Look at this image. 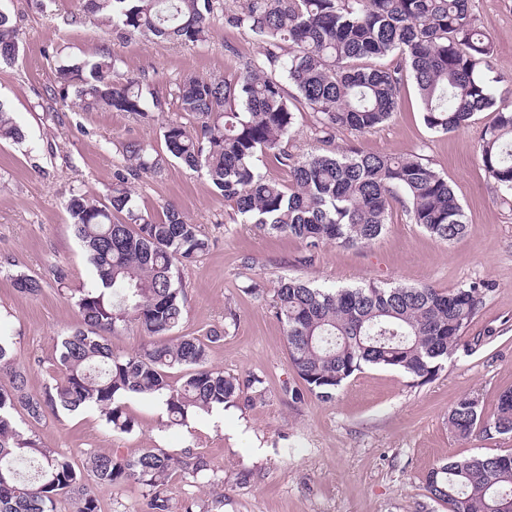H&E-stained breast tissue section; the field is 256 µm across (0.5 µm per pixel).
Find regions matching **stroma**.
<instances>
[{
  "mask_svg": "<svg viewBox=\"0 0 512 512\" xmlns=\"http://www.w3.org/2000/svg\"><path fill=\"white\" fill-rule=\"evenodd\" d=\"M478 26L492 42L486 78L504 105L512 106V0H471ZM20 33L15 64L0 67V102L24 133L20 143L0 142V330L13 340L28 388L41 393L57 372V348L79 324V289L92 281L65 201L71 190L104 200L123 163L119 142L160 146V125L178 118L167 109L146 124L124 112H85L49 95L64 57L81 58L107 46L123 71L145 76L154 92L173 93L188 74L229 78L257 57L248 32L216 19L205 42L194 47L134 36L117 40L85 18L83 0H0ZM493 119L477 113L465 129L438 134L424 124L413 84H406L391 118L365 134L344 130L335 148L402 155L416 152L446 178L468 224L464 237L444 242L410 222L400 206L387 228L366 246L328 244L310 265L300 262L303 243L234 223L231 207L208 178L170 162L158 178L135 185L134 200L151 214L168 203L199 224L210 247L181 273L186 289V336L223 333L209 344L210 368L257 379L253 401L223 414H205L173 426L156 400L129 397L132 432L106 426L89 408L61 411L41 422L22 408L13 418L26 434L81 462L89 450L128 458L144 449H185L205 456L223 488L205 480L173 478L171 512H448L425 491L439 462L473 455L512 453V436L461 439L448 428V410L462 395H478L493 414L499 394L512 388V192L499 188L479 162V137ZM251 257L252 266L241 264ZM67 273L58 283L55 268ZM40 279L31 296L14 286L16 275ZM282 276L341 288L429 284L440 289L485 287L484 303L460 347L438 375L419 384L402 372L366 366L338 392L335 402L312 395L292 400L301 385L288 362L283 326L269 299L245 288Z\"/></svg>",
  "mask_w": 512,
  "mask_h": 512,
  "instance_id": "1",
  "label": "stroma"
}]
</instances>
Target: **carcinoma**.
<instances>
[{
	"instance_id": "1",
	"label": "carcinoma",
	"mask_w": 512,
	"mask_h": 512,
	"mask_svg": "<svg viewBox=\"0 0 512 512\" xmlns=\"http://www.w3.org/2000/svg\"><path fill=\"white\" fill-rule=\"evenodd\" d=\"M217 11L224 27L253 35L259 57L231 78L183 77L174 96L193 124H162L160 150L116 144L124 165L114 173L106 202L75 189L69 194L66 209L93 268V283L79 289L80 327L61 340L58 376L42 393L28 391L11 338L0 334V512H57L58 498L66 494L75 497V512H100L96 488L129 481L143 489V512H171L172 476L195 481L209 471L199 454L162 448L134 459L90 450L79 468L16 427L12 410L18 405L34 422L60 409L94 407L110 428L130 432L135 420L124 412L127 397L158 400L170 423L183 424L253 387L205 366L208 344L222 331L203 338L175 335L186 300L180 267L206 252L209 242L172 204L157 218L142 212L132 196L135 181L161 175L171 159L203 171L238 223L300 239L306 264L327 244L372 243L384 232L394 203L434 237L459 239L468 228L463 207L422 155L288 151L298 107L313 113L321 142H332L341 130L363 134L388 121L409 75L424 123L435 133L465 128L478 112L495 113L481 134V163L512 191V108L497 103L485 80L493 49L470 0L85 3L89 20L111 28L117 39L139 35L184 46L203 40ZM19 52L17 31L0 11V64L14 63ZM388 57L390 67L369 65ZM52 95L83 110L125 112L147 122L168 106L145 77L122 71L107 47L59 65ZM20 138L12 112L0 103V140ZM263 154L288 172V183L262 173L257 157ZM15 287L35 296L41 282L20 274ZM246 291L255 297L272 292L289 364L308 393L324 403L334 401L366 365L431 380L464 342L485 294L476 285L448 291L374 283L320 288L291 277L278 279L270 290L254 282ZM130 328L146 343L134 354H115L107 336ZM173 368L185 371L178 387L169 383ZM448 428L461 439L512 435V388L499 394L490 417L479 397H459L448 410ZM208 483L222 487L224 478L213 473ZM425 489L448 512H512V453L443 462L429 472Z\"/></svg>"
}]
</instances>
